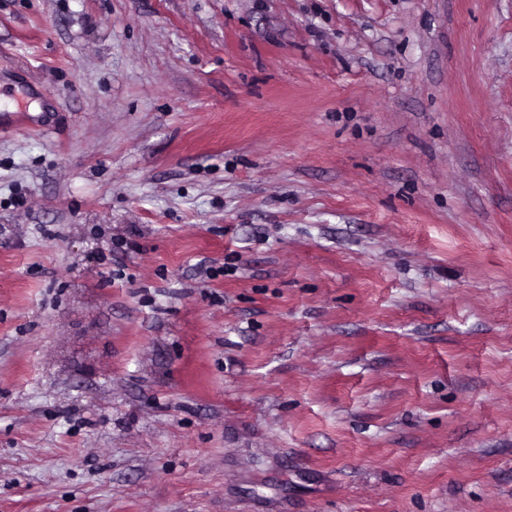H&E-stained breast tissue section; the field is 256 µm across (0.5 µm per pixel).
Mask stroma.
<instances>
[{"label":"stroma","instance_id":"35a3bbf8","mask_svg":"<svg viewBox=\"0 0 512 512\" xmlns=\"http://www.w3.org/2000/svg\"><path fill=\"white\" fill-rule=\"evenodd\" d=\"M0 512H512V0H0Z\"/></svg>","mask_w":512,"mask_h":512}]
</instances>
